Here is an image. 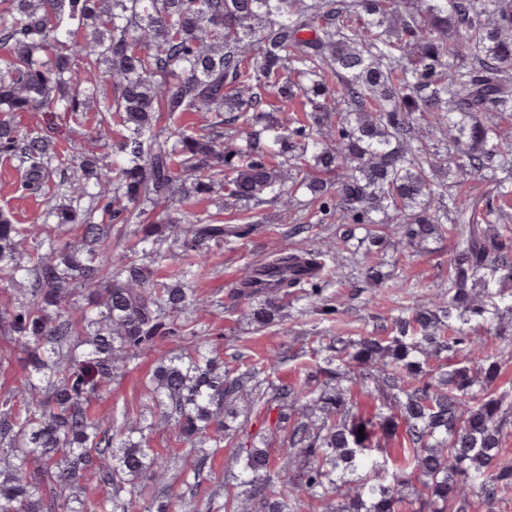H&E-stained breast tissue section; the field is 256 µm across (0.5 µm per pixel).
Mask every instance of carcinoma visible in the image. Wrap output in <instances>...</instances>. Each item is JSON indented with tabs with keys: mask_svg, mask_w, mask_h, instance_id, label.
<instances>
[{
	"mask_svg": "<svg viewBox=\"0 0 512 512\" xmlns=\"http://www.w3.org/2000/svg\"><path fill=\"white\" fill-rule=\"evenodd\" d=\"M0 49V156L23 170L22 189L55 200L31 224L0 210V289L31 281L0 304V334L28 370L0 397V512H87V481L108 489L95 512H134L136 485L151 481L143 512H176L181 496L163 477L197 485L201 469L151 448L161 425L192 448L227 447L248 486L227 512H298L308 501L401 512L416 485L415 512L450 502L467 512L471 494L494 512L512 489V402L489 389L501 366L477 332L512 336L502 321L512 315V217L498 206L512 200V144L500 134L512 116V0H0ZM49 105L111 114L117 152L68 162L40 132L19 130L16 113ZM181 112L213 113V132L160 125ZM221 126L236 144L221 147ZM486 171L493 187L479 209L462 185ZM221 181L235 204L309 211L296 236L345 226L351 254L384 243L392 224L402 248L448 235V283L392 318L385 336L329 337L317 349L325 366L299 382L269 380L275 359L226 369L191 320L192 284L211 246L253 225L187 210ZM114 233L133 244L112 252ZM167 238L182 263L159 279L143 259L163 258ZM335 262L330 247H275L232 298L260 328L290 295L333 314L322 283ZM161 339L193 351L161 359L139 418L92 412L98 392ZM357 391L378 410L359 412ZM242 400L278 407L288 424L277 478L268 449L236 443ZM393 439L404 452L396 467Z\"/></svg>",
	"mask_w": 512,
	"mask_h": 512,
	"instance_id": "cac0c4a2",
	"label": "carcinoma"
}]
</instances>
